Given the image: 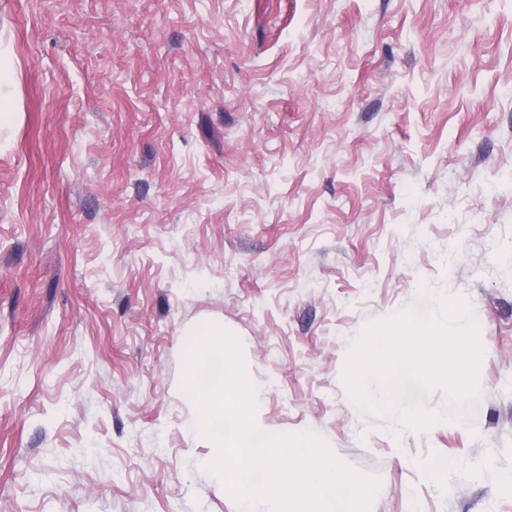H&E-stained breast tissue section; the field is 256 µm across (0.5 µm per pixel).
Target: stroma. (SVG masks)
<instances>
[{
	"mask_svg": "<svg viewBox=\"0 0 512 512\" xmlns=\"http://www.w3.org/2000/svg\"><path fill=\"white\" fill-rule=\"evenodd\" d=\"M0 50V512H240L189 431L209 325L370 512H512V0H0ZM424 286L484 355L418 432L342 374ZM11 69L5 57L0 50V129L2 125H8L11 122L14 112L10 111V97L4 93V88L10 83Z\"/></svg>",
	"mask_w": 512,
	"mask_h": 512,
	"instance_id": "1",
	"label": "stroma"
}]
</instances>
